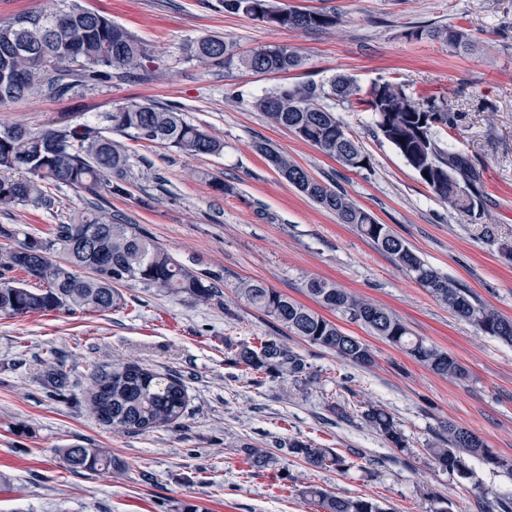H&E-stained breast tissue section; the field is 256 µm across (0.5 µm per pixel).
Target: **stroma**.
Returning <instances> with one entry per match:
<instances>
[{
    "instance_id": "obj_1",
    "label": "stroma",
    "mask_w": 512,
    "mask_h": 512,
    "mask_svg": "<svg viewBox=\"0 0 512 512\" xmlns=\"http://www.w3.org/2000/svg\"><path fill=\"white\" fill-rule=\"evenodd\" d=\"M287 2L333 7L341 20L323 32L274 30L226 13L219 0H82L149 45L153 73L0 111L1 127L39 130L64 120L99 124L104 113L133 101L175 105L186 121L224 143L221 154L191 158L128 142L135 158L152 163L154 177L105 205L182 262L222 273L223 304L130 286L123 290L124 308L109 313L0 316V512H184L189 504L204 512H322L302 495L309 484L373 499L387 512H485L512 499L511 473L472 457L470 478L453 477L428 454L443 425L452 422L478 435L496 456L512 459V345L456 317L352 226L288 184L258 150L270 145L317 180L344 190L426 263L512 319V259L502 251L512 245V0ZM446 24L468 30L472 53L409 36L421 25ZM203 35L224 37L241 52L285 45L303 64L283 76L184 59L183 45ZM338 74L364 88L396 78L415 95L451 104L460 116L456 148L484 164L481 220L439 201L374 134L371 113L329 103L369 157L367 168L351 171L253 106L280 83H321ZM213 176L229 192L215 191ZM49 193L55 200L49 210L0 206V224L45 236L89 200L86 191L65 185ZM312 277L391 309L414 335L465 365L469 378L443 377L329 312L373 352L371 366L350 365L288 333L235 292L239 279L255 278L303 303ZM228 339L249 347L281 342L306 361L311 383L286 375L256 384L250 371L225 363ZM116 360L181 375L189 402L178 425L115 433L90 416L84 403L90 375ZM56 367L68 382L53 394L46 375ZM338 402L346 415H337ZM364 404L393 415L407 448H394L364 424L358 415ZM291 438L353 456L354 464L343 471L312 467L284 450ZM74 444L107 449L112 469H68L61 451ZM246 446L269 455L270 465L245 464Z\"/></svg>"
}]
</instances>
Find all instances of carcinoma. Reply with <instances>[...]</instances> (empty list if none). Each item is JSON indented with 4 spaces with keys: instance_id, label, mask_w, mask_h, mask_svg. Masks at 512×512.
Wrapping results in <instances>:
<instances>
[{
    "instance_id": "carcinoma-1",
    "label": "carcinoma",
    "mask_w": 512,
    "mask_h": 512,
    "mask_svg": "<svg viewBox=\"0 0 512 512\" xmlns=\"http://www.w3.org/2000/svg\"><path fill=\"white\" fill-rule=\"evenodd\" d=\"M36 13H22L0 22V105L44 94L67 96L91 82L110 81L119 73L148 71L155 62L148 45L100 13L70 0H46ZM224 11L243 14L273 30L327 31L338 24L336 12L327 9L281 7L276 0H221ZM417 40L448 45L455 52L473 46L462 27L428 26L408 33ZM188 60H206L226 69L258 74H286L302 66V59L284 45H268L247 54L214 35L186 43ZM358 103L372 112L376 134L390 143L442 202L479 220L484 212L480 162L450 143L457 131V113L446 100L417 98L401 82L379 80L364 90L349 76L336 75L328 84L283 83L255 98V108L301 140L351 169L369 161L357 138L346 131L322 100ZM113 132L131 141L149 142L187 157L219 155L224 144L200 127L187 122L174 106L133 102L106 116ZM272 169L290 185L336 215L341 224L354 226L381 252L458 317L487 336L512 344V319L475 302L470 291L428 265L391 228L327 183L313 178L288 154L261 148ZM135 164L124 143L89 123H61L39 131L21 126L0 129V205H20L49 210L54 200L46 185L81 188L95 196L126 194L138 179L152 177V165ZM0 315L22 316L55 310L116 311L125 305L121 288L138 285L155 288L197 303L220 304L224 277L200 272L157 245L137 224L116 220L95 202L85 211L56 224L50 236L30 233L15 224H0ZM21 270L45 284L29 288L11 273ZM308 295L322 307L359 323L389 344L407 352L435 373L450 379L467 377L466 369L447 352L413 335L391 310L349 293L321 278L306 283ZM238 293L275 323L318 345L350 365L372 362L361 339L336 323L261 281L245 280ZM231 366L245 367L258 382L274 381L283 373L301 380L307 376L304 360L281 343L268 339L257 347L224 344ZM87 410L100 424L122 433H146L175 426L184 415L188 394L181 377L159 374L137 363H115L95 368L84 394ZM360 417L393 447H407L394 417L380 405H367ZM440 468L452 476L470 477L467 457L512 472V461L493 455L482 439L455 424L443 427V439L428 449ZM73 469L98 472L112 467L104 448L74 445L62 449ZM288 454L325 470L350 467L348 458L332 448L290 439ZM302 494L318 501L323 512H385L374 500L342 497L315 486Z\"/></svg>"
}]
</instances>
